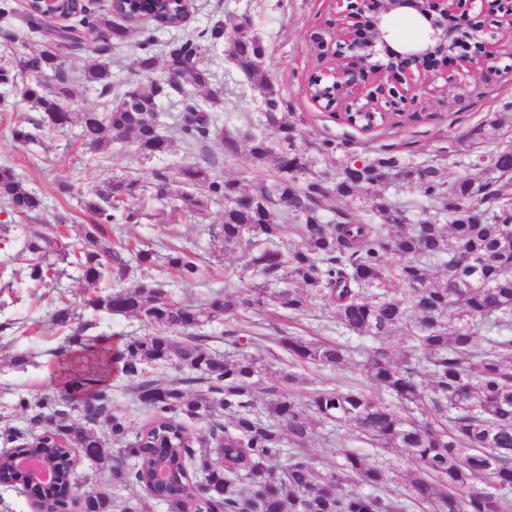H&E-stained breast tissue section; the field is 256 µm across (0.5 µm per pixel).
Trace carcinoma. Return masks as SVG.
<instances>
[{
	"label": "carcinoma",
	"instance_id": "carcinoma-1",
	"mask_svg": "<svg viewBox=\"0 0 512 512\" xmlns=\"http://www.w3.org/2000/svg\"><path fill=\"white\" fill-rule=\"evenodd\" d=\"M127 14L149 16L172 29L194 4L186 0H125ZM75 23L50 26L36 20L43 45L25 48L0 65V76L40 112L28 127L17 125L20 143L35 131L80 128L87 163L112 161V144L130 145L143 159L171 152L180 138L196 146L210 137L232 156L237 138L211 112L221 88L201 59L209 47L191 38L171 44L164 76L153 44H139L136 66L143 80L119 89L109 59L135 24L108 15L87 14L69 0ZM232 18L211 28L213 43L250 80L263 105V131L243 133L250 155L262 165L274 158L272 180L250 191L211 172L201 161L154 174V197L171 200V212L192 216L212 199L224 201V223L210 225L218 247L241 246L240 277L251 287L233 296L217 295L204 308L173 299L157 280L168 266L184 281L199 270L186 250L174 246L160 255L151 247L112 240V225L138 224L141 212L128 199L138 180L114 177L86 193L83 209L93 224L78 237L58 228L25 238L22 248L0 259V278L35 288L83 286V305L99 316H130L150 329L144 336L89 335L97 327L75 322L71 305L52 314L68 330L62 348L85 366L62 389L39 398L18 397L26 429L1 428L0 442L17 455L53 460L56 482L30 486L43 512H69L77 458L109 468L112 487L91 491L81 512H512V144L481 151L447 179L444 158L412 165L394 156L336 163V142L318 147L336 171L312 169L295 146L297 126L280 112L281 100L260 57L265 49L249 31L225 36ZM97 44L85 55L76 78L108 97L98 112H78L64 58ZM167 97L179 96L183 112L166 135L154 126L159 82ZM415 189L430 202L393 201L391 183ZM0 202L15 214L31 216L44 207L9 167H0ZM369 213L356 222L354 204ZM283 283L272 290L269 285ZM333 313L336 328L358 337L388 338L405 329L403 342L379 344L365 355L362 370L379 393L356 384L323 389L307 401L293 396L294 367L338 369L349 361L339 343L295 336L282 329L278 343L285 361L264 357L259 338L246 342L227 332L235 352L224 354L197 332L204 322L240 314L288 311L296 322L312 301ZM172 366L177 375L162 381L148 367ZM122 376L133 403L148 414L136 432L126 412L112 406L106 371ZM80 412L102 432L77 422ZM203 422L204 430L192 425ZM320 423L348 425L361 442L383 453L397 451L410 463L403 491L390 485V469L358 451L343 461H318L308 443ZM118 445L111 450L108 442ZM224 454V465L216 462ZM25 481L13 462L0 460V482ZM138 486L143 495L119 501L113 489ZM358 485L371 493L354 490Z\"/></svg>",
	"mask_w": 512,
	"mask_h": 512
}]
</instances>
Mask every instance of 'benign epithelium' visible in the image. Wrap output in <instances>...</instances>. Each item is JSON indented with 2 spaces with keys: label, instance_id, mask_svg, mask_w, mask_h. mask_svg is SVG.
Returning <instances> with one entry per match:
<instances>
[{
  "label": "benign epithelium",
  "instance_id": "1",
  "mask_svg": "<svg viewBox=\"0 0 512 512\" xmlns=\"http://www.w3.org/2000/svg\"><path fill=\"white\" fill-rule=\"evenodd\" d=\"M42 18H61L66 0H37ZM343 7L337 13L334 37L340 41L341 53L349 66L339 67L319 76L328 90V101L334 107L341 102L336 91L347 92L342 102L346 115L365 130L373 128L383 117L379 87L394 82L409 83L412 91L425 92L432 77L440 73V65L454 48L448 18L467 17L474 0H336ZM406 5L411 6L429 24L428 40L418 46L386 54L385 63L376 64L378 46H386L389 36L386 16Z\"/></svg>",
  "mask_w": 512,
  "mask_h": 512
}]
</instances>
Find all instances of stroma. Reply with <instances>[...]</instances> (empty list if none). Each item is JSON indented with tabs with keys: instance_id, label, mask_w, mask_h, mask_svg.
I'll return each mask as SVG.
<instances>
[{
	"instance_id": "1",
	"label": "stroma",
	"mask_w": 512,
	"mask_h": 512,
	"mask_svg": "<svg viewBox=\"0 0 512 512\" xmlns=\"http://www.w3.org/2000/svg\"><path fill=\"white\" fill-rule=\"evenodd\" d=\"M11 11L0 17V55L7 54L14 40H22L30 48L41 47L40 33L31 30L22 0H8ZM335 8L331 0H195V12L181 29H156L154 23H142L141 36H153L158 54H165L169 42L192 38L208 42L213 22L223 16L245 27L263 44L266 54L263 67L276 84L281 96V110L292 113L299 135L295 141L298 150L306 152L314 161L315 169H325L324 157L315 151L316 144L325 139L337 143L336 156H357L370 159L389 154L405 162L424 163L436 157H445L449 177L460 174L459 164L467 160L474 146L467 137L474 127H481V144L492 147L502 143L505 132L512 130V33L506 32L495 15L483 13V31L472 32L460 25L455 37L457 44L451 52L458 59L473 55L476 42L497 52L502 60L497 67L478 66L460 71L449 67L448 75L437 78L440 92L419 95L398 112L390 114L371 131L348 123L342 115L326 111L309 98L306 87L310 75L317 70L332 67V46L318 47L314 35L330 36L334 26ZM389 45L400 50L427 40L429 28L415 11L402 8L388 17ZM214 71L216 84L222 95L214 107L223 119L225 129L245 130L246 119H259L262 104L250 88L248 78L225 56L223 46L213 47L205 62ZM35 116L31 103L15 93L0 98V166L7 165L19 174L26 184L45 197L42 214L29 218L31 227L41 229L61 225L69 235L81 232L90 216L80 207V197L101 181L122 174L139 178L142 185H150L154 172L161 167H173L198 161V150L175 144L172 153L151 161L138 160L134 150L104 165L95 172H87L85 158L74 137H42L22 144L17 142L12 129L17 114ZM216 174L241 181L243 186H254L257 168L249 154V143L239 140L234 156L224 154V145L212 138L205 143ZM69 184L70 193L59 190L60 184ZM131 207L143 208L145 216L138 224H116L112 235L127 240L152 242L154 249L177 243L197 254L200 268L196 278L183 282L177 271L165 276L167 288L177 300L194 305L205 304L213 294H233L247 287L246 279L238 273L240 249L211 258L210 225L224 220L223 202L208 203L205 215L180 218L166 223L159 215V203L141 197L131 200ZM55 290L30 288L24 284L0 291V298L9 302L0 309V324L11 322L12 327L0 333V428H25L26 419L14 403L21 395H43L55 392L60 383L56 365L61 358L58 348L64 333L51 321ZM346 344L352 351L350 363L341 370L311 366L301 373L302 380L293 387L294 395L307 399L314 390L335 387L337 381L358 379L365 390H372V382L363 378L361 364L363 351L371 347L372 339L347 336ZM27 352L30 363L16 367L11 363L15 353ZM309 446L317 460H341L347 449H359L353 429H336L328 425L317 427Z\"/></svg>"
}]
</instances>
